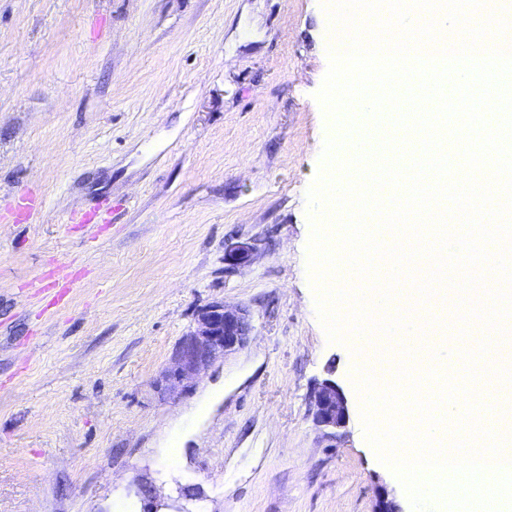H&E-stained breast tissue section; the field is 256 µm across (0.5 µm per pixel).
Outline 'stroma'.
Returning <instances> with one entry per match:
<instances>
[{
	"instance_id": "stroma-1",
	"label": "stroma",
	"mask_w": 512,
	"mask_h": 512,
	"mask_svg": "<svg viewBox=\"0 0 512 512\" xmlns=\"http://www.w3.org/2000/svg\"><path fill=\"white\" fill-rule=\"evenodd\" d=\"M328 29L321 0H0V512H143L141 480L158 512H412L307 272ZM56 268L62 309L33 287ZM214 300L247 345L164 394ZM314 420L321 426L343 427L349 418L348 401L343 389L334 380H325L314 392Z\"/></svg>"
}]
</instances>
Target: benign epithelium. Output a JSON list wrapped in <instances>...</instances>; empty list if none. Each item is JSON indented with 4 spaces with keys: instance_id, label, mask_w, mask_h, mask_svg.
<instances>
[{
    "instance_id": "1",
    "label": "benign epithelium",
    "mask_w": 512,
    "mask_h": 512,
    "mask_svg": "<svg viewBox=\"0 0 512 512\" xmlns=\"http://www.w3.org/2000/svg\"><path fill=\"white\" fill-rule=\"evenodd\" d=\"M250 324L244 310L229 308L220 301L204 306L197 315L195 328L180 342L176 353L165 369V390L175 394L220 355L244 346ZM314 420L325 427L344 426L349 418L348 401L343 389L334 380H326L314 392Z\"/></svg>"
}]
</instances>
